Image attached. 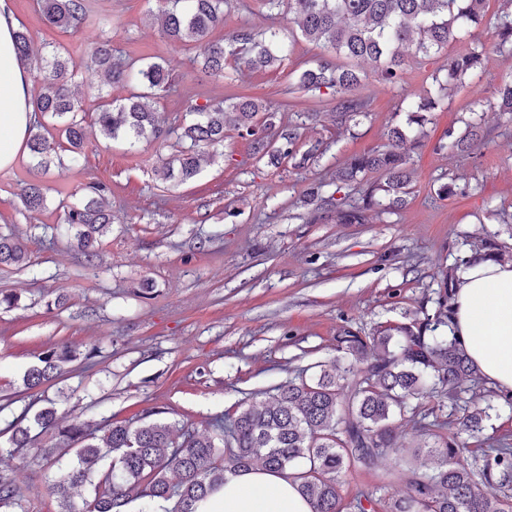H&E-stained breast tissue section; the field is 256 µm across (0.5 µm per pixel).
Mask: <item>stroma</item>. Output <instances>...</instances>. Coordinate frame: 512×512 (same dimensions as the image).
Returning a JSON list of instances; mask_svg holds the SVG:
<instances>
[{
    "label": "stroma",
    "mask_w": 512,
    "mask_h": 512,
    "mask_svg": "<svg viewBox=\"0 0 512 512\" xmlns=\"http://www.w3.org/2000/svg\"><path fill=\"white\" fill-rule=\"evenodd\" d=\"M503 3L486 2L481 70L443 97L422 137L407 143L413 175L405 205L368 212L362 224H340L335 208L304 204L309 187L323 183L331 195L337 169L382 147L392 126L406 124L403 98L431 89L433 74L461 44L410 59L400 86L383 83L374 64L356 61L371 110L339 125L329 119V96L295 84L324 56L323 47L298 36L276 67H230L209 77L193 46L162 34L155 20L160 0H86L90 14L110 18L114 49L142 62L172 63L173 88L157 102L169 122L180 123L191 103L248 97L273 110L276 125L299 126L298 153L322 149L304 166L275 167L255 155L253 137L229 125L223 148L203 157L193 179L176 183L157 175L179 150L176 138L131 147L100 135L94 119L101 94L119 101L132 88L115 84L101 92L89 85L86 48L98 29L65 32L43 21L37 0H11L35 51L58 48L67 59L86 132L79 164L44 171L24 149L0 169V234L23 238L34 266L0 267V293L17 298L0 305V473L20 490L27 512H58L51 485L73 455L59 450L51 462L35 461L36 448L56 446L51 434L32 449L10 447L6 426L25 407L37 410L51 400L64 422L92 425L159 410L165 421L212 435L218 421L272 396L300 369L336 360L343 330L369 336L406 322L448 265L486 234L512 253V112L490 106L495 89L512 82V55L497 50L493 27ZM244 25L284 32L288 18L270 15L262 0H233L213 35L227 39ZM476 112L484 122L474 154L461 159L442 150L449 135L465 134ZM31 181L47 189L44 208L34 212L19 195ZM98 181L111 189L112 225L90 260L51 237L64 205ZM446 183L454 192L444 197L438 189ZM63 343L80 358L51 385L26 388L25 375ZM94 346L98 355L83 358Z\"/></svg>",
    "instance_id": "1"
}]
</instances>
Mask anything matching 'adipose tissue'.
Masks as SVG:
<instances>
[{"instance_id": "adipose-tissue-1", "label": "adipose tissue", "mask_w": 512, "mask_h": 512, "mask_svg": "<svg viewBox=\"0 0 512 512\" xmlns=\"http://www.w3.org/2000/svg\"><path fill=\"white\" fill-rule=\"evenodd\" d=\"M17 21L0 0V168L23 148L34 119L30 78L14 44ZM452 333L487 381L512 390V263L472 260L456 287ZM198 512H313L298 485L279 470L227 475Z\"/></svg>"}]
</instances>
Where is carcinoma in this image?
Instances as JSON below:
<instances>
[{
  "label": "carcinoma",
  "instance_id": "carcinoma-1",
  "mask_svg": "<svg viewBox=\"0 0 512 512\" xmlns=\"http://www.w3.org/2000/svg\"><path fill=\"white\" fill-rule=\"evenodd\" d=\"M486 0H264L277 14L288 13L301 36L330 49L336 59L323 58L297 78L300 88L326 89L335 100L333 120L343 124L368 111L369 101L357 96L358 72L338 59L368 60L376 65L380 79L390 85L403 82L409 57L435 55L451 43L465 47L448 60L443 79H435L433 90L406 106L407 124L421 126L425 113L435 109L441 97L470 73L480 68L482 51L477 31L487 24ZM230 0H162L159 21L164 36L175 43L197 49L201 71L222 76L227 58L251 69H265L284 60L289 46L276 31L266 35L241 28L230 41L214 40L212 31L224 20ZM46 23L77 32L87 24L101 32L89 49L87 79L99 86L132 83L136 91L122 102H106L96 113V124L107 139L124 135L139 140L164 139L170 133L166 119L156 111L154 100L168 85L173 67L169 62L140 64L116 54L106 36L111 20L89 18L84 0H39ZM497 48L512 54V10L497 17ZM19 59L35 69L41 87L35 97L37 112L53 121V129L69 145V162L84 156L83 118L78 100L69 89L68 66L55 52L42 58L33 54L31 38L16 31ZM266 108L241 98L228 105H192L191 123L179 127V140L190 141L159 172L181 183L198 172L196 148H218L224 144V126L231 124L247 135H255L256 116ZM482 118L468 124L465 135L448 132V149L470 153L479 141ZM266 135L258 139L256 153L269 163L296 158L299 127L275 129L272 118L264 121ZM408 141L403 128L395 125L380 149L356 155L336 175V192L357 183L360 174L376 170L386 176L384 185L364 191L361 201L342 207L336 204L343 224H361L365 212L392 211L404 204L411 175ZM28 149L37 166L47 167L56 154V140L48 129L29 135ZM383 192L388 202L377 198ZM111 190L103 182L90 186L79 202L68 205L61 216L60 233L77 238L86 257L94 255L98 239L112 224ZM25 208L36 211L46 201L45 188L30 182L21 189ZM477 254L503 262L506 254L495 237L484 240ZM471 258L448 268L435 297L433 310L420 308V316L408 323L388 327L375 336H360L349 329L336 337L339 362L318 364L316 371L297 376L276 388L272 400L241 408L212 437L177 423L142 420L118 424L105 419L94 431L74 422L59 427L54 402L37 411L32 419L23 415L9 425L13 448H28L32 429L58 433L76 445L75 460L53 486L61 512H128L127 506L141 501L140 512L171 502L163 512H197L198 504L224 486L229 474L249 469L288 471L314 512H341L344 478L349 470L372 471L379 460L400 451L396 421L406 420L421 431H443L436 442L425 445L431 467L399 465L384 475L376 489H359L349 502L352 512H512V440L491 435L484 446L471 448L470 438L483 432L484 421L495 404L512 407V390L486 387L487 381L469 359L462 345L448 335L453 311L455 281ZM0 265H27V252L17 237L0 236ZM67 345L47 351L42 366L29 371L30 388L49 383L61 365L71 361ZM108 468H98L105 459ZM399 481L403 496L382 497L377 492ZM92 487L89 497L76 504L74 490ZM22 508L13 482L0 476V512Z\"/></svg>",
  "mask_w": 512,
  "mask_h": 512
}]
</instances>
